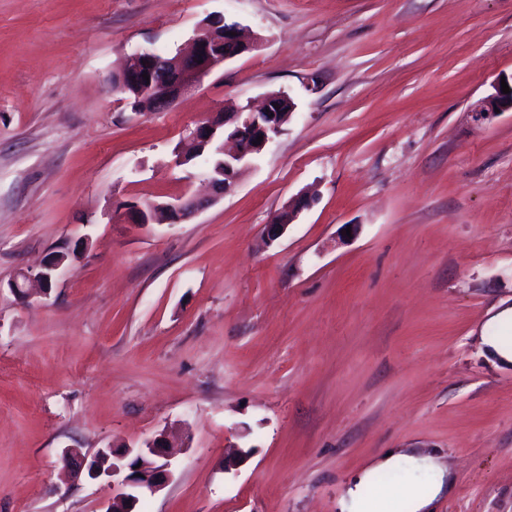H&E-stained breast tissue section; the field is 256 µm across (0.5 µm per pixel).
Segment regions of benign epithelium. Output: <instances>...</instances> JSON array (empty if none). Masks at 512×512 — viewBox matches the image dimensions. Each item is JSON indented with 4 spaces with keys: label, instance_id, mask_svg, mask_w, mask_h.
<instances>
[{
    "label": "benign epithelium",
    "instance_id": "benign-epithelium-1",
    "mask_svg": "<svg viewBox=\"0 0 512 512\" xmlns=\"http://www.w3.org/2000/svg\"><path fill=\"white\" fill-rule=\"evenodd\" d=\"M256 42L248 41L242 27L228 24L222 16L207 19L198 29L191 51L178 52L174 58H164L151 52H140L128 56L113 81L114 88L124 94L135 95L134 105L140 110L155 112L164 109L180 93L195 87L205 76L236 56L254 48ZM149 75L144 79L142 74ZM511 93L502 92L501 82L494 84V93L482 99L474 109L478 120H485L495 111L512 112V78L505 79ZM295 105L284 93L269 94L262 107H245L237 112H218L208 121L191 130L183 139L179 157L187 161L186 150L192 147L218 148L222 153V168L218 173H209L208 182L212 192L224 195L233 185L239 168L257 154L287 124ZM263 137L256 142L257 137ZM207 203L205 199L188 197L175 204H150L131 208L129 220L141 226L158 220L162 223L181 222ZM303 198L288 201L284 209L264 227L271 242L280 238L304 208ZM67 270V257L57 253L49 255L35 275L22 272L13 288L21 298L28 296L27 283L37 278L43 288L49 289ZM169 445L163 435L147 441L142 448L122 450L99 448L93 453H84L78 448L68 450V458L80 471L93 480H102L112 486V497L108 499L104 512H137L136 507L146 493L154 494L171 480Z\"/></svg>",
    "mask_w": 512,
    "mask_h": 512
}]
</instances>
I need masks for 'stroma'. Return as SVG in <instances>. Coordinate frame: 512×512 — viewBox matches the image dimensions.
<instances>
[{
	"instance_id": "1",
	"label": "stroma",
	"mask_w": 512,
	"mask_h": 512,
	"mask_svg": "<svg viewBox=\"0 0 512 512\" xmlns=\"http://www.w3.org/2000/svg\"><path fill=\"white\" fill-rule=\"evenodd\" d=\"M217 14L256 47L161 112L113 90ZM511 73L512 0H0V512H102L66 450L163 432L139 512H336L389 448L454 473L435 512H512V367L482 353L512 305V112L472 114ZM273 92L295 112L223 198L128 224L205 193L188 130ZM206 203L207 200L205 199L188 197L180 199L175 204H149L147 207L133 206L129 220L131 223L141 226L153 224L154 221L158 220V217L161 219L157 223H178L202 209ZM304 206L305 202L301 197L289 200L284 209L269 224L265 225L264 233L267 239L273 242L280 238ZM60 253L50 254L46 261L42 264L40 271L35 274L43 288L50 289L62 274L68 269V258Z\"/></svg>"
}]
</instances>
